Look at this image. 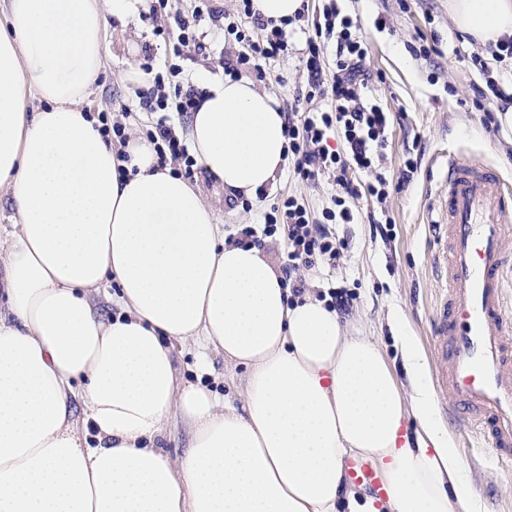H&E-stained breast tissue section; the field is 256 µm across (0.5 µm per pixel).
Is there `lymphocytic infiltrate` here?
<instances>
[{"label":"lymphocytic infiltrate","mask_w":512,"mask_h":512,"mask_svg":"<svg viewBox=\"0 0 512 512\" xmlns=\"http://www.w3.org/2000/svg\"><path fill=\"white\" fill-rule=\"evenodd\" d=\"M200 7L192 14L170 10L169 0H158L168 21L169 52L175 62L167 74H155L149 88L138 89L141 110L154 114L155 119L145 137L152 145L158 167L182 165L192 172L195 165L182 135L171 122V114L190 115L197 110L201 93L195 88H184L179 80L180 59L190 55H203L207 46L195 32L197 21L209 17L212 22L223 21L222 8L213 6L212 0H199ZM240 11L257 27V34L227 25L228 34L234 35L241 50L236 59L225 61L224 73L237 77L241 69L252 70L258 79H265V61L287 52L288 21H265L254 7V0H240ZM310 20L312 35L307 36L300 62L307 85L299 93L298 103L285 107V133L288 138V168L294 178L311 183L325 176L336 186L333 207L323 209L321 217H313L295 197H279L276 206L265 214L262 228L245 224L236 233L228 235L234 245L262 246L264 238L282 235L287 243L286 259L281 274L294 300L302 299L308 291L304 277L318 261L336 263L346 248L336 238L329 225L333 222L353 223L354 207L361 199L373 198L385 202L389 195V182L378 171L385 158L390 115L368 98L365 89L370 75L366 68L368 49L359 31L360 25L348 16L341 0H325L321 10L312 12L301 7L296 21ZM489 58L471 53L470 61L484 77L483 84L472 87L474 104L494 97L508 101L501 83L491 74L489 60L512 59V37H501L489 46ZM334 54V69H327V54ZM322 99L326 106L317 111H300L299 102ZM337 138L339 148H332L330 138ZM374 172L372 181L361 182L359 173Z\"/></svg>","instance_id":"f902f5d3"}]
</instances>
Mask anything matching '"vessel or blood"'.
<instances>
[{"label": "vessel or blood", "instance_id": "1", "mask_svg": "<svg viewBox=\"0 0 512 512\" xmlns=\"http://www.w3.org/2000/svg\"><path fill=\"white\" fill-rule=\"evenodd\" d=\"M439 259L447 301L434 333L440 339L439 385L497 460L512 461V186L489 164L448 159L439 198ZM347 479L383 496L369 462L349 463Z\"/></svg>", "mask_w": 512, "mask_h": 512}]
</instances>
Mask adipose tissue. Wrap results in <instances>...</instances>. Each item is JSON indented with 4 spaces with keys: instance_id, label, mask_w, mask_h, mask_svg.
Returning a JSON list of instances; mask_svg holds the SVG:
<instances>
[{
    "instance_id": "1",
    "label": "adipose tissue",
    "mask_w": 512,
    "mask_h": 512,
    "mask_svg": "<svg viewBox=\"0 0 512 512\" xmlns=\"http://www.w3.org/2000/svg\"><path fill=\"white\" fill-rule=\"evenodd\" d=\"M142 0H8L0 28V512H483L439 423L428 366L401 339L400 382L379 346L289 289L261 248L228 244L200 191L152 146L119 162L82 106L109 19ZM484 45L512 36V0H449ZM187 131L198 166L233 198L282 173V108L245 77L206 76ZM45 103L25 110L27 98ZM117 284L104 317L93 292ZM195 347L199 382L176 376ZM247 370L238 403L205 383L209 348ZM184 457L161 447L171 413ZM421 427L400 442L407 419ZM370 458L384 501L348 490Z\"/></svg>"
}]
</instances>
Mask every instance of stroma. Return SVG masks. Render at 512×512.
I'll list each match as a JSON object with an SVG mask.
<instances>
[{"instance_id": "1", "label": "stroma", "mask_w": 512, "mask_h": 512, "mask_svg": "<svg viewBox=\"0 0 512 512\" xmlns=\"http://www.w3.org/2000/svg\"><path fill=\"white\" fill-rule=\"evenodd\" d=\"M343 7L360 19L367 45L366 66L373 75V98L388 112L385 176L392 186L386 203L371 199L357 203L358 218L352 224L335 225L338 237L349 248L335 266H319L306 274L311 292L344 287L355 293L345 324L372 337L385 353L398 377L406 370L397 333L413 336L428 366H435L432 339L434 320L442 306L443 270L436 263L438 246L434 222L438 213L442 162L455 156L465 162L498 167L512 185V143L501 131L485 127L483 112L472 104L471 86L482 83L471 61L460 59L472 51L469 41L452 24L448 0H344ZM164 20L133 18L127 24L111 23L105 33L104 66L84 107L93 113L121 115L127 131L144 135L152 122L149 113L135 108L130 71L151 62L154 71L165 68L167 35ZM198 34L208 55L183 60L189 82L203 74L222 73V62L241 49L233 37L202 21ZM433 45L430 59L414 56V47ZM303 35H295L287 54L266 61L265 82L260 90L276 96L281 104L294 101L305 78L299 68ZM419 157L418 170L409 185L398 180L408 154ZM199 185L225 232L242 224H259L279 195L294 196L312 214L329 207L334 188L327 177L304 184L282 174L266 198L252 201L250 210L229 202L223 187L195 172ZM386 215L393 222L390 239L376 236L371 216ZM440 421L458 448L464 470L485 512H512V473L498 465L491 448L477 447L476 439L458 413L448 412L451 394L435 391Z\"/></svg>"}]
</instances>
